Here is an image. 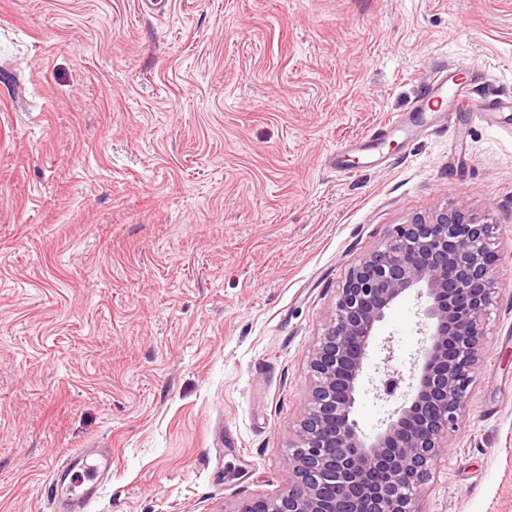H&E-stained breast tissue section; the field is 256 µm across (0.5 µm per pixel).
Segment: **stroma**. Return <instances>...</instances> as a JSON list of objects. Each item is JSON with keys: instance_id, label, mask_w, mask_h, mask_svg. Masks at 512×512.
Here are the masks:
<instances>
[{"instance_id": "1", "label": "stroma", "mask_w": 512, "mask_h": 512, "mask_svg": "<svg viewBox=\"0 0 512 512\" xmlns=\"http://www.w3.org/2000/svg\"><path fill=\"white\" fill-rule=\"evenodd\" d=\"M453 65L451 118L376 165L325 159ZM512 0H0V512L112 451L90 512H236L286 492L309 357L348 269L466 204L503 278L460 429L417 512H512ZM423 317L385 313L379 431Z\"/></svg>"}]
</instances>
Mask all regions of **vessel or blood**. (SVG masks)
<instances>
[{"instance_id": "b4317fda", "label": "vessel or blood", "mask_w": 512, "mask_h": 512, "mask_svg": "<svg viewBox=\"0 0 512 512\" xmlns=\"http://www.w3.org/2000/svg\"><path fill=\"white\" fill-rule=\"evenodd\" d=\"M464 92V86L455 79L454 69L445 67L435 70L424 83L419 109L441 118L446 117L449 100ZM422 129V123L409 117L389 120L371 133L347 141L342 149L332 155L330 164L337 172H344L353 155L376 151L386 137L395 134L412 136ZM111 471V451L102 450L95 455L84 449L71 452L65 464L54 471L49 483L54 512H87L98 495L102 476Z\"/></svg>"}]
</instances>
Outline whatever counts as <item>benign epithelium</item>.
I'll use <instances>...</instances> for the list:
<instances>
[{
	"instance_id": "obj_1",
	"label": "benign epithelium",
	"mask_w": 512,
	"mask_h": 512,
	"mask_svg": "<svg viewBox=\"0 0 512 512\" xmlns=\"http://www.w3.org/2000/svg\"><path fill=\"white\" fill-rule=\"evenodd\" d=\"M494 229L461 206L445 208L398 225L349 270L309 361L314 384L288 457L295 481L236 512H415L444 438L460 428L485 350L483 316L502 274ZM408 290L425 299L417 383L370 436L352 419L364 363L385 311Z\"/></svg>"
}]
</instances>
